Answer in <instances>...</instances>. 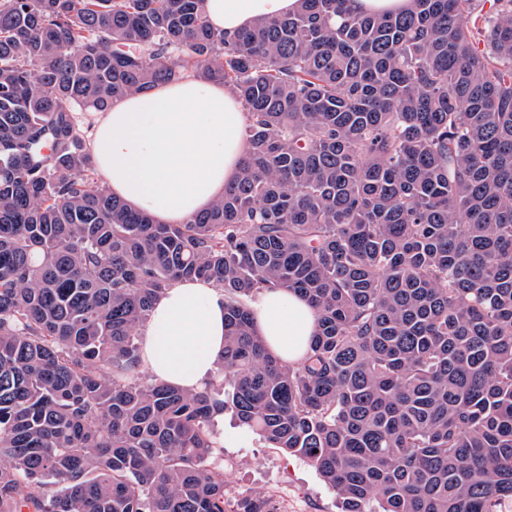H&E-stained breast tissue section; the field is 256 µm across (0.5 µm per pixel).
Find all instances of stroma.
I'll list each match as a JSON object with an SVG mask.
<instances>
[{"instance_id":"stroma-1","label":"stroma","mask_w":512,"mask_h":512,"mask_svg":"<svg viewBox=\"0 0 512 512\" xmlns=\"http://www.w3.org/2000/svg\"><path fill=\"white\" fill-rule=\"evenodd\" d=\"M225 442L213 464L224 466L230 500L262 491L286 500L288 512H339L338 495L306 460L267 447L252 431L224 418Z\"/></svg>"}]
</instances>
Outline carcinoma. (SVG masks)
Wrapping results in <instances>:
<instances>
[{
    "label": "carcinoma",
    "mask_w": 512,
    "mask_h": 512,
    "mask_svg": "<svg viewBox=\"0 0 512 512\" xmlns=\"http://www.w3.org/2000/svg\"><path fill=\"white\" fill-rule=\"evenodd\" d=\"M347 2L226 38L205 0H0V512H276L229 504L225 411L343 512L512 497V0ZM187 75L238 98L248 150L158 224L92 177L78 113ZM183 278L224 289L222 399L140 377ZM267 288L315 309L298 363L254 327ZM410 0H350L349 6L355 11L397 12L409 6Z\"/></svg>",
    "instance_id": "1"
}]
</instances>
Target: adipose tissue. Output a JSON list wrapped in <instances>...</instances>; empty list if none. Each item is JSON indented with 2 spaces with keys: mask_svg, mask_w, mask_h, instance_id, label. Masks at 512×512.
<instances>
[{
  "mask_svg": "<svg viewBox=\"0 0 512 512\" xmlns=\"http://www.w3.org/2000/svg\"><path fill=\"white\" fill-rule=\"evenodd\" d=\"M297 0H206L210 26L234 36L255 21L293 12ZM245 115L223 84L187 76L134 94L92 115L87 145L99 176L131 208L161 224H181L221 198L246 152ZM253 322L270 351L300 360L315 330V311L277 288L251 301ZM224 292L182 279L155 302L140 330L142 365L180 389L217 380L224 351Z\"/></svg>",
  "mask_w": 512,
  "mask_h": 512,
  "instance_id": "1",
  "label": "adipose tissue"
}]
</instances>
